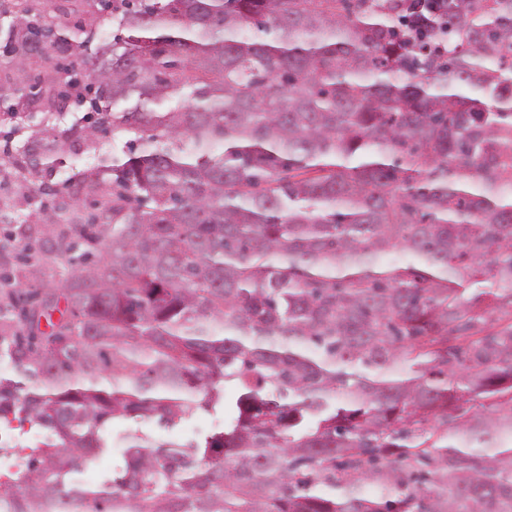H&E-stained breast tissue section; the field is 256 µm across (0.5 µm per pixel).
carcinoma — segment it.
<instances>
[{"mask_svg": "<svg viewBox=\"0 0 512 512\" xmlns=\"http://www.w3.org/2000/svg\"><path fill=\"white\" fill-rule=\"evenodd\" d=\"M100 6L122 33L84 100L135 138L85 174L112 175V220L66 248L69 344L0 336V417L57 439L0 500L512 512V0L424 29L398 0ZM8 41L60 36L21 14ZM226 403L191 450L135 437L112 482L63 480L111 418Z\"/></svg>", "mask_w": 512, "mask_h": 512, "instance_id": "carcinoma-1", "label": "carcinoma"}]
</instances>
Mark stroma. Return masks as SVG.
Masks as SVG:
<instances>
[{"instance_id": "stroma-1", "label": "stroma", "mask_w": 512, "mask_h": 512, "mask_svg": "<svg viewBox=\"0 0 512 512\" xmlns=\"http://www.w3.org/2000/svg\"><path fill=\"white\" fill-rule=\"evenodd\" d=\"M29 5L40 20L78 27L90 62L99 58L101 46L118 31L117 20L101 11L98 0H29ZM68 57V45L61 44L50 54L32 52L19 62L0 36V151L24 153L33 161L25 177L0 176V239L11 236L43 253L39 264L18 262L7 269L16 287L25 291L60 284L67 269L65 255L56 248L60 232L112 208L111 197L84 182L83 175L98 167L102 158L121 152L131 138L127 132L116 138L108 133L88 136L86 108L59 107L53 94L66 77L59 64ZM40 207L53 215V223L33 221ZM233 416L228 407L196 409L174 425L140 417L110 421L109 446L99 455L95 470L81 475L80 482L98 486L102 475L122 465L132 436L147 434L159 442L186 443L223 430Z\"/></svg>"}]
</instances>
